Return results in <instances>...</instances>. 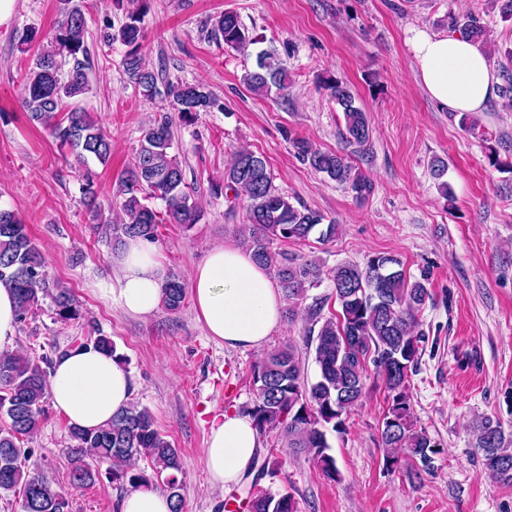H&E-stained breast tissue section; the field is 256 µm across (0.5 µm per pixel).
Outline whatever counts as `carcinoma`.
I'll return each mask as SVG.
<instances>
[{"instance_id":"obj_1","label":"carcinoma","mask_w":512,"mask_h":512,"mask_svg":"<svg viewBox=\"0 0 512 512\" xmlns=\"http://www.w3.org/2000/svg\"><path fill=\"white\" fill-rule=\"evenodd\" d=\"M71 0H60L61 19L53 32L45 34L28 27L19 38L29 46L42 40L51 49L38 53L24 79L23 105L29 120L44 126L60 148L78 161L90 159L105 165L112 157V135L74 104V99L90 90V50L85 36V14L69 7ZM149 0H134L119 26L106 22L103 41L120 42L126 47L120 65L127 80L147 99L165 98L178 112L180 121L191 125L202 112L220 108L217 98L202 83L173 82L146 66L142 57V21ZM448 26L459 28L474 42L485 41L480 19L468 16L461 21L448 14ZM208 37L223 41L228 48L245 51L257 43L234 11H224L211 19ZM501 66L504 83L500 95L512 99V52ZM242 84L251 92L268 94L288 89V72L274 50L261 51L255 67L245 71ZM324 86L342 109L341 138L350 153L324 152L309 139L287 136L294 154L313 170L346 187L355 200L368 199L374 191L370 178L354 172L351 154L362 153L371 143L372 129L366 112L343 82L327 78ZM172 119L164 116L144 127L132 166L121 175L118 193L122 217L115 221L105 214L98 201L94 181L85 179L83 198L90 208L93 230L112 246H122L128 238L155 242L161 224L186 228L198 223L201 213L193 200L190 185L178 154L173 152ZM216 197L233 193L247 198V224L239 229L240 240L254 259L274 273L288 307L285 318L294 321L304 314L307 336L315 337L314 356L318 376L304 383V368L293 346L287 345L266 354L252 366L256 391L253 405L244 413L251 416L260 438L271 435L280 447L307 455L331 480L339 476L336 460L330 453L327 431H346V417L365 393L368 367L382 379L390 406L383 418L379 443L386 467L392 468L402 457L420 463L418 476L432 468L437 444L413 420L409 378L418 368L423 332L418 330V314L432 299L427 278L411 279L402 261L390 253H376L364 265L339 264L330 272L333 296L340 311L324 314L327 298L315 297L303 309L297 305L307 292L322 282L316 263L297 262L285 252L273 250L277 241H306L317 237L321 244L336 237L337 225L305 205H295L273 183L265 157L248 148L236 151L224 170V177L210 182ZM159 200L164 211L150 201ZM0 284L14 291L18 320L22 321L51 297L56 315L63 321L76 320L79 306L71 292L50 285L45 261L33 241L27 224L9 209L0 208ZM186 295L185 284L171 276L163 285V306L176 311ZM52 360L23 356L14 351L0 354V414L8 423L0 427V491L22 490L23 512H70L67 495L53 487L39 472L27 465L34 450L24 447L40 428L46 413ZM475 448L482 464L497 484L512 485V433L489 417L473 426ZM70 484L83 487L99 475L96 464L108 462L112 482L133 489L149 487L160 480L172 501V512H183L181 494L183 464L175 448L157 428L146 407L130 404L112 416L106 426L84 430L69 426ZM143 459L150 465L149 477L133 462ZM281 462L273 455L254 457L244 479L250 480L246 507L249 512H296L293 496L287 491L260 487V481L278 473Z\"/></svg>"}]
</instances>
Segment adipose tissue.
Instances as JSON below:
<instances>
[{
	"mask_svg": "<svg viewBox=\"0 0 512 512\" xmlns=\"http://www.w3.org/2000/svg\"><path fill=\"white\" fill-rule=\"evenodd\" d=\"M406 44L417 75L442 108L483 111L495 96V77L487 51L461 35L410 31ZM114 273L104 288L113 305L131 316L154 313L162 303L166 268L157 247L129 239L112 257ZM196 313L209 336L227 348L261 349L281 326L282 291L249 251L233 245L213 247L189 277ZM133 392L129 373L115 359L86 346L57 359L50 378L54 407L71 424L94 429L128 406ZM259 447L249 415L218 413L211 424L204 465L212 486L237 485Z\"/></svg>",
	"mask_w": 512,
	"mask_h": 512,
	"instance_id": "adipose-tissue-1",
	"label": "adipose tissue"
}]
</instances>
